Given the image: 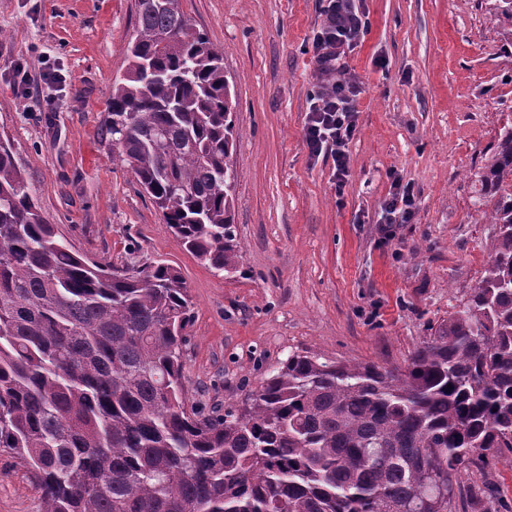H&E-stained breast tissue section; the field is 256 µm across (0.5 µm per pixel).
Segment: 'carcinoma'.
Wrapping results in <instances>:
<instances>
[{
    "mask_svg": "<svg viewBox=\"0 0 512 512\" xmlns=\"http://www.w3.org/2000/svg\"><path fill=\"white\" fill-rule=\"evenodd\" d=\"M512 45V0H495ZM126 76L102 122L188 252L240 272L235 107L224 56L178 0H137ZM495 225L458 310L406 365L293 353L240 407L188 405L185 281L115 268L61 240L0 143V452L42 512H389L432 499L476 455L512 454V120L472 173Z\"/></svg>",
    "mask_w": 512,
    "mask_h": 512,
    "instance_id": "cac0c4a2",
    "label": "carcinoma"
}]
</instances>
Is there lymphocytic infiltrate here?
<instances>
[{
	"label": "lymphocytic infiltrate",
	"instance_id": "lymphocytic-infiltrate-1",
	"mask_svg": "<svg viewBox=\"0 0 512 512\" xmlns=\"http://www.w3.org/2000/svg\"><path fill=\"white\" fill-rule=\"evenodd\" d=\"M366 24L353 0H329L324 26L313 39V57L326 84L312 94L304 137L311 155L331 152L337 180L349 173L347 147L357 128L360 89L350 76L347 57L365 33Z\"/></svg>",
	"mask_w": 512,
	"mask_h": 512
}]
</instances>
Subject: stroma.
Here are the masks:
<instances>
[{"mask_svg": "<svg viewBox=\"0 0 512 512\" xmlns=\"http://www.w3.org/2000/svg\"><path fill=\"white\" fill-rule=\"evenodd\" d=\"M492 3L355 0L367 30L349 59L361 93L340 184L333 157L304 141L326 0H179L223 51L236 102L234 278L185 250L102 126L136 0H0V141L80 254L180 272L194 304L185 385L204 410L240 402L295 352L401 367L489 259L471 172L512 118V53ZM396 178L416 205L385 236L377 221ZM455 482L448 512H470L484 490L512 512V457ZM41 510L20 460L0 452V512Z\"/></svg>", "mask_w": 512, "mask_h": 512, "instance_id": "stroma-1", "label": "stroma"}]
</instances>
